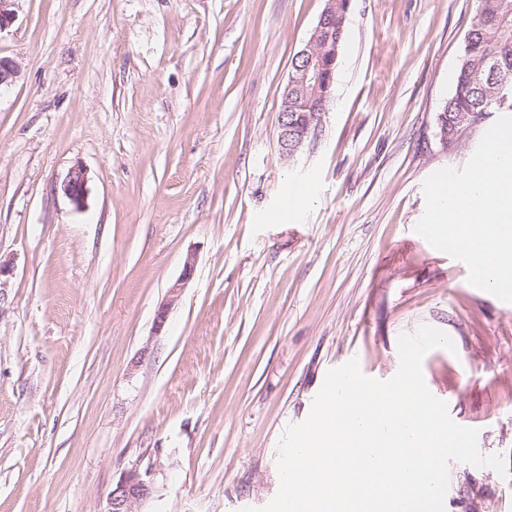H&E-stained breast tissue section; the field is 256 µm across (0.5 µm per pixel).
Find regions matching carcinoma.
Returning a JSON list of instances; mask_svg holds the SVG:
<instances>
[{
	"mask_svg": "<svg viewBox=\"0 0 512 512\" xmlns=\"http://www.w3.org/2000/svg\"><path fill=\"white\" fill-rule=\"evenodd\" d=\"M512 96V0H479L455 85L438 115L448 141Z\"/></svg>",
	"mask_w": 512,
	"mask_h": 512,
	"instance_id": "obj_1",
	"label": "carcinoma"
}]
</instances>
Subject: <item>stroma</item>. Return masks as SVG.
I'll use <instances>...</instances> for the list:
<instances>
[{"label": "stroma", "instance_id": "1", "mask_svg": "<svg viewBox=\"0 0 512 512\" xmlns=\"http://www.w3.org/2000/svg\"><path fill=\"white\" fill-rule=\"evenodd\" d=\"M477 6L350 0L328 109L288 157L282 94L324 0H10L0 512H104L134 468L135 512L264 506L327 372L389 379L423 325L455 344L426 354L428 389L506 467L451 462L445 512H512V303L414 230L424 180L512 114L437 134ZM87 180L86 170L78 164L71 168L62 184L63 193L78 207L84 203Z\"/></svg>", "mask_w": 512, "mask_h": 512}]
</instances>
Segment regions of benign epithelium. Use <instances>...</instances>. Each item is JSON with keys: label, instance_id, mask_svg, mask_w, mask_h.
<instances>
[{"label": "benign epithelium", "instance_id": "1", "mask_svg": "<svg viewBox=\"0 0 512 512\" xmlns=\"http://www.w3.org/2000/svg\"><path fill=\"white\" fill-rule=\"evenodd\" d=\"M317 25L312 30L304 49L296 54L293 70L282 94L280 110L279 146L288 157L294 155L314 130L318 117L316 112H292L290 105L294 99L306 101L307 105L323 103L324 89L331 82V71L325 64L326 52L336 49V40L344 32V23H336V0H324ZM87 173L81 165L71 168L68 177L62 184L63 193L78 207L84 203ZM194 261L187 258L179 283L169 290V298L157 310L155 317L156 329H161L166 322L168 311L177 300L182 284L192 278ZM150 487L137 470L126 472L109 494L105 512H135L136 504L146 499Z\"/></svg>", "mask_w": 512, "mask_h": 512}]
</instances>
